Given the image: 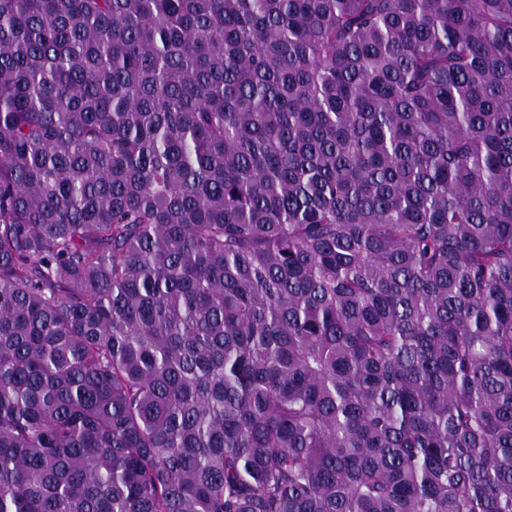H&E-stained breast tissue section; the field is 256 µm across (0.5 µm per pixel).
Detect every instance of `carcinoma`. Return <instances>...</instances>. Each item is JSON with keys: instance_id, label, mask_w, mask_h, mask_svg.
<instances>
[{"instance_id": "1", "label": "carcinoma", "mask_w": 512, "mask_h": 512, "mask_svg": "<svg viewBox=\"0 0 512 512\" xmlns=\"http://www.w3.org/2000/svg\"><path fill=\"white\" fill-rule=\"evenodd\" d=\"M0 512H512V0H0Z\"/></svg>"}]
</instances>
